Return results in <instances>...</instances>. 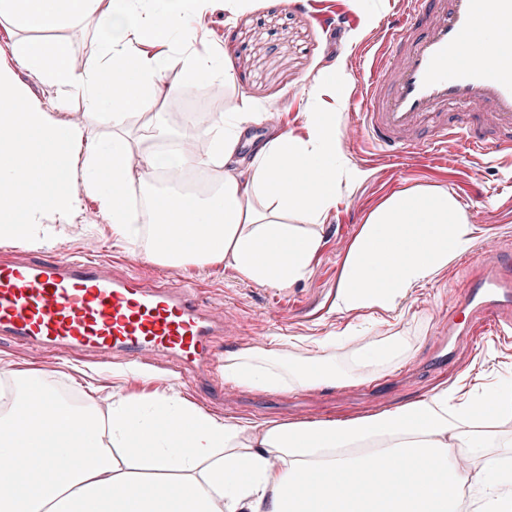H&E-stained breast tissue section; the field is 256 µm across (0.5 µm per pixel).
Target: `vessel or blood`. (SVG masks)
<instances>
[{
    "label": "vessel or blood",
    "mask_w": 512,
    "mask_h": 512,
    "mask_svg": "<svg viewBox=\"0 0 512 512\" xmlns=\"http://www.w3.org/2000/svg\"><path fill=\"white\" fill-rule=\"evenodd\" d=\"M389 43L374 56L346 135L368 138L398 158L465 141L469 149L512 150V0H407ZM512 317V246L479 264L448 311V335H480ZM223 309L195 288L119 275L84 255L0 260V335L31 349L156 356L215 378V337L229 333Z\"/></svg>",
    "instance_id": "1"
}]
</instances>
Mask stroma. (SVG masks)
Returning a JSON list of instances; mask_svg holds the SVG:
<instances>
[{
  "mask_svg": "<svg viewBox=\"0 0 512 512\" xmlns=\"http://www.w3.org/2000/svg\"><path fill=\"white\" fill-rule=\"evenodd\" d=\"M404 8V0H317L312 9H291L285 0H213L185 41L208 49L229 66L232 82L199 78L188 91L159 104L158 109L167 114L179 137L198 138L203 154L210 143L197 137L183 110L185 102L202 92L212 101L210 115L215 119L238 111L247 101L260 117L281 113V129L298 137H307L309 116L314 112L336 114L343 132L356 121L358 109L351 98L338 103L332 75H348L354 87L367 79L371 53L391 37L385 18ZM15 40L14 34L0 26V66L12 70L28 97L57 119L84 112L82 100L76 97L57 107L59 90L42 74L18 62L13 53ZM456 149L452 143L444 151L391 161L367 141L339 137L344 176L336 205L321 220L322 244L309 277L288 288L257 286L224 264L174 266L153 260L145 245L114 235L108 216L86 196L75 202L67 227L51 245L0 241V257L64 256L82 251L84 238L92 237L101 243L98 259L116 272L200 288L206 305L229 309L236 316L230 334L215 341L219 375L229 355L269 346L275 336L289 344L356 326L370 341L394 333L408 337L413 343L411 354L374 379L292 391L242 388L235 399L227 401L195 387L159 361L142 365L136 374L121 357L106 364L65 354L34 357L6 337L0 338V368L33 372L48 386L82 400L106 398L115 392H175L220 418L256 423L370 415L422 398L447 382L461 379L466 389L481 392L512 381V331L504 336L491 331L460 342L454 361L420 373L415 370L434 350L438 331L448 324V307L466 275L476 271L477 260L494 246L512 243V150L474 151L462 155L452 169L448 155ZM415 186L444 188L454 196L474 226L470 250L411 289L397 310L334 312L344 257L366 217L390 195Z\"/></svg>",
  "mask_w": 512,
  "mask_h": 512,
  "instance_id": "35a3bbf8",
  "label": "stroma"
}]
</instances>
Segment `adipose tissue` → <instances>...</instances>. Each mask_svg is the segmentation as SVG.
<instances>
[{"mask_svg":"<svg viewBox=\"0 0 512 512\" xmlns=\"http://www.w3.org/2000/svg\"><path fill=\"white\" fill-rule=\"evenodd\" d=\"M209 0H160L137 11L135 0H0V23L22 38L16 58L35 68L64 94L82 95L94 120L111 128L106 140H88L80 124L39 111L0 68V240L42 246L66 222L77 190L106 213L113 232L129 242L148 234L155 258L174 264H227L255 285L287 288L306 280L322 237L285 223L288 214L314 223L336 203L339 155L336 130L312 113L302 139L274 133L250 156L239 144L254 116L250 104L203 130L207 156L186 159L159 150L168 135L155 116L150 139L133 146L130 115L151 113L155 102L180 88L162 83L180 64L186 84L221 75L210 55L168 47ZM97 20L98 52L82 63L42 33ZM123 76L124 91L107 79ZM81 157L74 167L73 157ZM196 166L220 171L216 192L157 195L141 227L128 204L129 172L144 180ZM291 169L295 177L281 183ZM472 226L447 190L416 187L395 193L366 218L345 256L335 310L390 311L411 288L466 253ZM391 276H384L383 268ZM337 336L318 341V355L255 348L224 362L226 382L256 390H293L367 381L407 357V337L385 336L354 351L348 373L336 371ZM12 394L0 404V512H512V440L499 441L491 420L512 418V382L480 394L441 387L398 407L355 418L251 424L217 418L174 394L111 396L106 415L94 408L36 398L28 372H11ZM79 462L54 468L61 454ZM472 468L461 471L457 452ZM384 455L391 479L353 483L368 459ZM38 457L42 471L3 469V461ZM352 481L344 495L336 484Z\"/></svg>","mask_w":512,"mask_h":512,"instance_id":"obj_1","label":"adipose tissue"}]
</instances>
